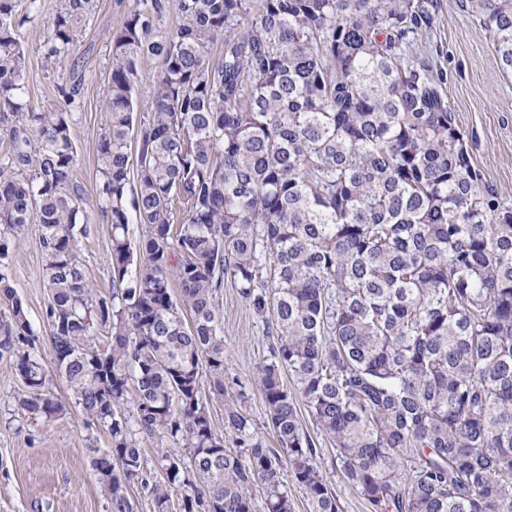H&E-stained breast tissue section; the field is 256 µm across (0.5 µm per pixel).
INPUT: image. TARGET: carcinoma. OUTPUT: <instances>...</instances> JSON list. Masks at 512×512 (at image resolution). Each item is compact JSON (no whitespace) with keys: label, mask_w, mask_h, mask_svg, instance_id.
Masks as SVG:
<instances>
[{"label":"carcinoma","mask_w":512,"mask_h":512,"mask_svg":"<svg viewBox=\"0 0 512 512\" xmlns=\"http://www.w3.org/2000/svg\"><path fill=\"white\" fill-rule=\"evenodd\" d=\"M462 7L512 74V0ZM95 8L56 0L53 69L78 70L77 32ZM168 8L134 0L110 39L102 291L78 255L80 80L33 103L21 35L39 0H0V357L21 378L22 409L47 422L66 410L11 286L16 241L37 224L53 372L109 435L92 467L112 512H133L134 480L154 512H170L174 490L179 512H294L287 473L311 512H338L303 408L371 512H512V204L483 185L446 74L414 55L438 0H177L183 23L159 34ZM148 58L155 90L136 118ZM226 279L277 336L254 377L274 448L254 432L246 387L224 382ZM214 400L235 450L214 429ZM141 435L170 443L152 465Z\"/></svg>","instance_id":"carcinoma-1"}]
</instances>
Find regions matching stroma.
Returning a JSON list of instances; mask_svg holds the SVG:
<instances>
[{
  "label": "stroma",
  "mask_w": 512,
  "mask_h": 512,
  "mask_svg": "<svg viewBox=\"0 0 512 512\" xmlns=\"http://www.w3.org/2000/svg\"><path fill=\"white\" fill-rule=\"evenodd\" d=\"M133 0H97L89 23L78 34L81 98L74 111L71 134L79 157L77 178L85 189L88 232L78 246L86 274L107 286L110 274V228L102 224L96 199V145L105 109L112 32L118 30ZM438 24L428 48L447 76L448 102L465 132L472 162L484 183L512 203V75L504 74L487 32L461 7V0H440ZM41 11L22 29L27 60V90L37 104L57 100V84L66 73L52 70L43 56L55 0H41ZM11 285L39 331L38 353L52 364L49 329L42 323L47 290L42 280L38 225H28L12 256ZM224 319V380L247 386L257 433L273 434L264 402L252 380L257 364L270 355L275 341L264 319L258 318L225 284L220 299ZM47 386L64 403L65 414L46 422L26 414L16 403L23 385L8 358H0V512H110V498L91 465V448H104L108 436L88 427L66 383L50 377ZM302 425L317 448V463L336 496L339 512H369L363 496L344 480L335 452L320 435L309 414Z\"/></svg>",
  "instance_id": "obj_1"
}]
</instances>
